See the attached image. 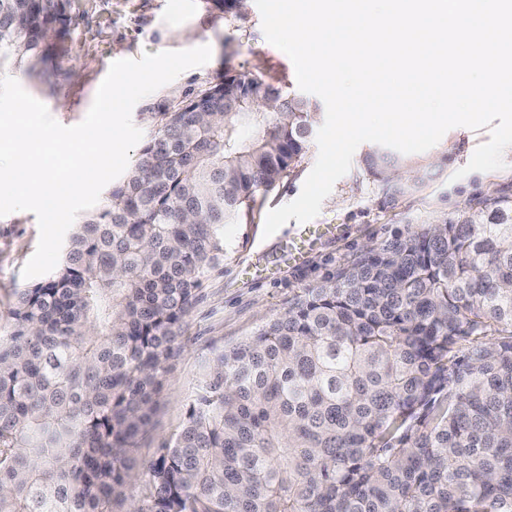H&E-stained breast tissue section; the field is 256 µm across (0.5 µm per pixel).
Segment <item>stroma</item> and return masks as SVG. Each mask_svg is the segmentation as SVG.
<instances>
[{
    "label": "stroma",
    "mask_w": 512,
    "mask_h": 512,
    "mask_svg": "<svg viewBox=\"0 0 512 512\" xmlns=\"http://www.w3.org/2000/svg\"><path fill=\"white\" fill-rule=\"evenodd\" d=\"M63 17L54 40L58 57L50 75L13 71V78L43 102L62 125L80 123L111 63L143 53L179 51L210 45L211 61L186 70L173 82L140 100L132 121L151 135L161 115L206 91L225 73H247L297 93L289 57L267 42L256 5L241 9L228 0H62ZM489 139L488 129H450L432 149L415 154L425 168L421 183L405 192L371 176L363 163L365 147L356 150L350 171L334 185L316 221L319 232L302 248L303 257H288L297 226L289 220L263 238L271 209L294 200L318 154L310 146L295 169L277 187L258 193L249 210L224 227V264L205 282L183 328L184 349L167 365L162 393L147 431L132 449L125 495L112 512H128L139 499L142 465L181 428L193 394L214 354L248 336L283 312L294 294L315 285L350 262L366 246L421 229L476 208L488 196L512 195V147L504 152L505 169L453 174ZM39 238L34 213L0 217V336L12 327L19 292L28 287L21 270Z\"/></svg>",
    "instance_id": "stroma-1"
}]
</instances>
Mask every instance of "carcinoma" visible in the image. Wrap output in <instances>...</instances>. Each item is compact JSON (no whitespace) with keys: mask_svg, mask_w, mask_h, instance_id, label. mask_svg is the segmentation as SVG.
Listing matches in <instances>:
<instances>
[{"mask_svg":"<svg viewBox=\"0 0 512 512\" xmlns=\"http://www.w3.org/2000/svg\"><path fill=\"white\" fill-rule=\"evenodd\" d=\"M58 20V0H0V73L48 72ZM316 115L225 75L164 113L20 292L0 512H112L224 225L298 165ZM364 162L386 183L414 171L383 147ZM143 475L134 512H512V199L364 249L224 347Z\"/></svg>","mask_w":512,"mask_h":512,"instance_id":"1","label":"carcinoma"}]
</instances>
